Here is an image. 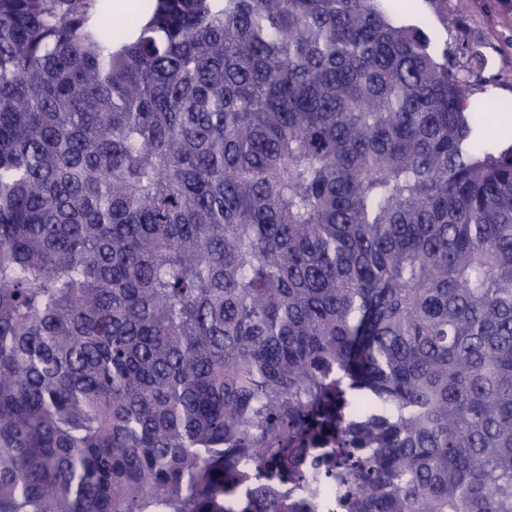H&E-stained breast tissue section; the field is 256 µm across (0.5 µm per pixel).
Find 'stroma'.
<instances>
[{
  "instance_id": "stroma-1",
  "label": "stroma",
  "mask_w": 512,
  "mask_h": 512,
  "mask_svg": "<svg viewBox=\"0 0 512 512\" xmlns=\"http://www.w3.org/2000/svg\"><path fill=\"white\" fill-rule=\"evenodd\" d=\"M395 22L416 27L434 54L456 52L461 42L475 49L465 65L481 70L471 88L473 99L512 103V0H474L466 17L445 11L439 0H400Z\"/></svg>"
}]
</instances>
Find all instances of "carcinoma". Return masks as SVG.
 I'll list each match as a JSON object with an SVG mask.
<instances>
[{"mask_svg": "<svg viewBox=\"0 0 512 512\" xmlns=\"http://www.w3.org/2000/svg\"><path fill=\"white\" fill-rule=\"evenodd\" d=\"M0 0V512H512V144L394 0Z\"/></svg>", "mask_w": 512, "mask_h": 512, "instance_id": "carcinoma-1", "label": "carcinoma"}]
</instances>
